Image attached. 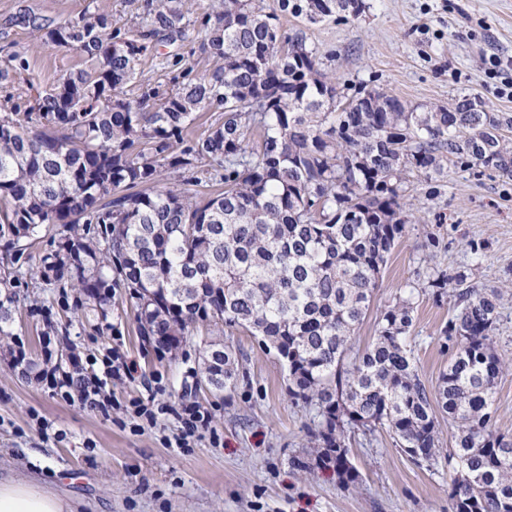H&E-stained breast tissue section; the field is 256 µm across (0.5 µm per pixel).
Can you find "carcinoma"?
<instances>
[{"instance_id": "obj_1", "label": "carcinoma", "mask_w": 512, "mask_h": 512, "mask_svg": "<svg viewBox=\"0 0 512 512\" xmlns=\"http://www.w3.org/2000/svg\"><path fill=\"white\" fill-rule=\"evenodd\" d=\"M361 0H281L280 11L314 22ZM141 22L112 27L106 10L59 21L28 9L0 27H30L90 69L37 92L25 112L0 106V254L13 264L21 242L62 228L41 259L43 281L69 284L106 311L115 290L135 300L139 335L178 351L209 323L258 338L286 361L293 398L314 405L320 461L346 482L348 429L385 428L417 462L439 454L435 408L457 428L448 450L450 512H512V439L493 423L494 388L506 363L494 335L506 290L481 292L465 275L429 276L453 298L441 330L454 341L448 369L430 392L409 341L413 292L375 317V339L347 360L370 309L386 256L408 223L406 177L430 178L453 158L512 179V119L463 98L417 112L380 91L337 105L300 29L280 40L276 12L253 0H214L201 20L203 63L187 81L147 103L123 96L155 47L183 60L187 0H141ZM16 54L0 83L24 84ZM224 119L187 138L199 117ZM178 174L179 187L162 186ZM236 352L224 347V381L237 383Z\"/></svg>"}]
</instances>
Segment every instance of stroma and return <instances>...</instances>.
<instances>
[{"mask_svg":"<svg viewBox=\"0 0 512 512\" xmlns=\"http://www.w3.org/2000/svg\"><path fill=\"white\" fill-rule=\"evenodd\" d=\"M358 18L339 16L315 23L282 16L285 30L302 29L345 97L383 90L412 107H448L461 97L512 118V0H362ZM27 5L61 20L108 8L117 25L139 21L135 0H0V19ZM20 54L27 75L47 87L83 68L78 54L43 46L37 32L0 29V62ZM159 48L131 87L165 91L182 79ZM407 195L416 210L389 253L371 309L394 304L401 289L416 288L412 328L414 363L421 380L434 387L451 350L441 330L452 311L449 297H436L428 277L444 270L468 274L482 291L512 285V180L486 168L445 162L431 181L410 176ZM58 236L41 231L32 258L19 276L9 333L0 336V479L36 482L75 504L76 512H448V460L434 467L416 463L385 430L346 435L348 458L359 473L345 483L319 460L313 438L314 406L288 394L282 362L237 331L213 335L233 346L239 380L231 392L201 389L207 339L188 338L175 353L146 351L135 328L134 302L112 303L110 331L87 318L72 288H45L38 260L51 253ZM55 327L61 341L54 356L71 350L91 358L118 347L137 365L135 378L113 380V399L139 395L142 378L161 377L159 400L177 402L183 393L214 414L217 437L203 435L190 448L172 447L173 425L142 432L66 402L37 386L33 377L45 359L44 336ZM25 344L28 366L16 368L8 349ZM47 419L55 435L42 439L35 417ZM307 468H297V459Z\"/></svg>","mask_w":512,"mask_h":512,"instance_id":"1","label":"stroma"}]
</instances>
